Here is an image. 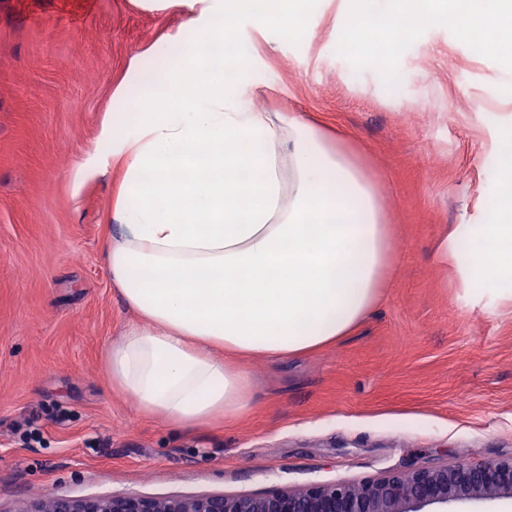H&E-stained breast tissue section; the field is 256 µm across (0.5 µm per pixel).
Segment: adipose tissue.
Listing matches in <instances>:
<instances>
[{
    "label": "adipose tissue",
    "mask_w": 512,
    "mask_h": 512,
    "mask_svg": "<svg viewBox=\"0 0 512 512\" xmlns=\"http://www.w3.org/2000/svg\"><path fill=\"white\" fill-rule=\"evenodd\" d=\"M316 0H220L190 19L196 38L157 74V93L117 112L122 167L105 246L136 314L104 372L136 413L182 429L249 412L242 358L284 359L351 334L381 300L391 257L376 184L342 139L292 112L254 109L233 20L302 30ZM485 44L512 101V0H347L342 44L382 66L424 26ZM493 219L440 244L476 300L512 301V134L504 136Z\"/></svg>",
    "instance_id": "ef3b65f1"
}]
</instances>
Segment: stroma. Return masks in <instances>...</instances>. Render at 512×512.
I'll return each mask as SVG.
<instances>
[{
  "mask_svg": "<svg viewBox=\"0 0 512 512\" xmlns=\"http://www.w3.org/2000/svg\"><path fill=\"white\" fill-rule=\"evenodd\" d=\"M213 0H0V512L29 500L242 495L512 456V303H474L437 255L485 224L512 102L478 42L427 26L389 67L339 49L346 0L302 31L242 17L251 103L340 132L393 233L382 300L335 345L246 358L255 407L215 427L137 415L103 370L135 319L105 261L120 167L103 131Z\"/></svg>",
  "mask_w": 512,
  "mask_h": 512,
  "instance_id": "stroma-1",
  "label": "stroma"
}]
</instances>
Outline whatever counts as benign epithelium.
<instances>
[{
  "label": "benign epithelium",
  "instance_id": "benign-epithelium-1",
  "mask_svg": "<svg viewBox=\"0 0 512 512\" xmlns=\"http://www.w3.org/2000/svg\"><path fill=\"white\" fill-rule=\"evenodd\" d=\"M509 500L512 457L389 470L359 482H316L247 495L47 496L19 512H448L456 503Z\"/></svg>",
  "mask_w": 512,
  "mask_h": 512
}]
</instances>
